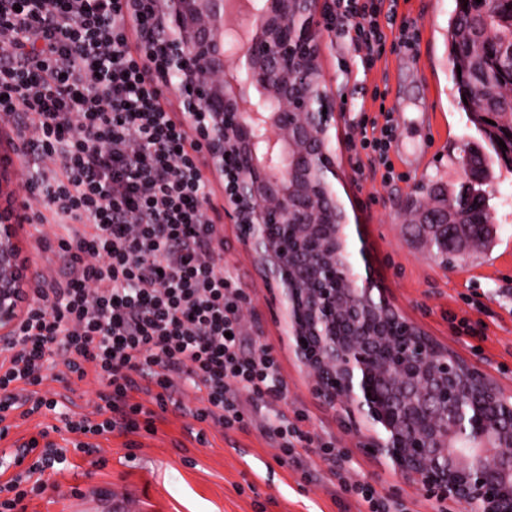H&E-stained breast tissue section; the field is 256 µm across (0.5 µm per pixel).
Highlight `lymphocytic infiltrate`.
I'll return each mask as SVG.
<instances>
[{
  "label": "lymphocytic infiltrate",
  "mask_w": 512,
  "mask_h": 512,
  "mask_svg": "<svg viewBox=\"0 0 512 512\" xmlns=\"http://www.w3.org/2000/svg\"><path fill=\"white\" fill-rule=\"evenodd\" d=\"M382 0H332L330 28L358 51L363 69L383 56L387 30L414 44L415 26ZM128 0H0V121L13 123L43 262L17 328L0 345V439L9 418L55 412L60 391L94 380L89 413H71L72 445L153 434L169 406L240 429L237 395L269 404L267 428L283 458L309 438L273 410L286 385L270 347L245 349V294L224 273V237L208 213L212 194L201 147L166 110L162 85L132 45ZM360 148L391 179V119L362 118ZM40 427L0 464V512H25L46 472L66 460Z\"/></svg>",
  "instance_id": "f902f5d3"
}]
</instances>
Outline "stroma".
Masks as SVG:
<instances>
[{"label": "stroma", "mask_w": 512, "mask_h": 512, "mask_svg": "<svg viewBox=\"0 0 512 512\" xmlns=\"http://www.w3.org/2000/svg\"><path fill=\"white\" fill-rule=\"evenodd\" d=\"M454 0H399L400 14L418 30L413 49L386 51L369 71L347 41L326 34L319 57L340 118L333 148L336 194L349 220V248L365 252L371 276L387 289L399 311L460 358L477 364L512 390V172L489 189L496 239L477 259L440 265L428 256L410 212L412 200L430 188L461 182L451 161L475 132L451 94L448 24ZM395 108L397 138L390 157L397 177L383 182L372 170L357 172L352 143L363 115ZM224 268L245 288L241 330L246 345L272 347L286 383L277 408L301 426L315 450L334 442L342 456L328 464L318 455L281 463L267 432L268 411L250 395L238 403L244 429L219 432L187 413L169 409L155 435L101 441L95 457L65 451L60 471L46 472L49 488L28 500L26 512H99L107 500L124 499L134 512H359L340 489L342 477L370 483L398 512H438L383 461L358 447L334 412L314 394L307 374L288 351L280 313L263 284L237 225L224 227ZM205 432L198 442L197 432Z\"/></svg>", "instance_id": "obj_1"}]
</instances>
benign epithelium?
<instances>
[{
  "label": "benign epithelium",
  "instance_id": "benign-epithelium-1",
  "mask_svg": "<svg viewBox=\"0 0 512 512\" xmlns=\"http://www.w3.org/2000/svg\"><path fill=\"white\" fill-rule=\"evenodd\" d=\"M234 0H130L151 73L177 94L239 226L275 289L288 348L313 392L365 448L439 512H512V416L487 415L512 393L404 318L384 288L355 271L348 217L336 196V106L318 64L320 0H246L250 38L226 26ZM0 206V343L31 297L17 207ZM467 188L443 208L419 207L424 236L472 240ZM344 264L348 287H336ZM306 343H301V340Z\"/></svg>",
  "mask_w": 512,
  "mask_h": 512
}]
</instances>
